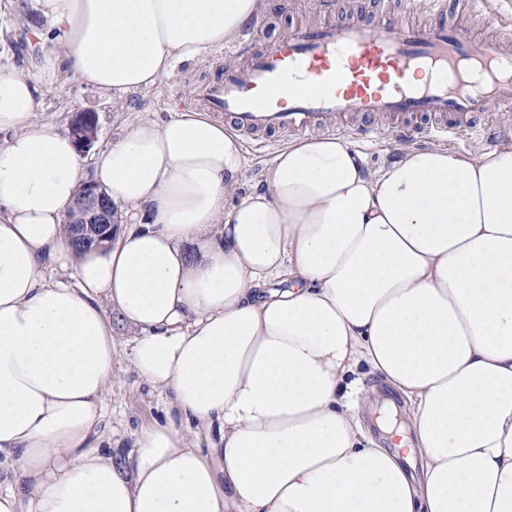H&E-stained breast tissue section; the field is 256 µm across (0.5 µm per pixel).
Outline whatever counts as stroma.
I'll return each mask as SVG.
<instances>
[{
  "instance_id": "35a3bbf8",
  "label": "stroma",
  "mask_w": 512,
  "mask_h": 512,
  "mask_svg": "<svg viewBox=\"0 0 512 512\" xmlns=\"http://www.w3.org/2000/svg\"><path fill=\"white\" fill-rule=\"evenodd\" d=\"M33 16L31 0H0V71L26 75L35 70L39 57L32 46L30 34ZM317 18L311 0H272L268 14L247 22L245 28L250 32L254 47L258 48L277 38L289 27ZM224 61L223 49H215L203 59L178 64L170 75L163 77L155 86L120 98L81 84L68 70L63 69L53 82L38 84L37 97L41 110L37 118L64 132L75 112H94L98 118L97 139L83 158L85 165L89 166L102 151L126 133L135 119L162 123L181 112L199 109L197 97L200 88L222 73ZM291 140V135L277 132L266 135L265 144L261 147L255 146L250 139H243V176L236 192L225 198V205H232L239 196L259 186L268 162L281 146ZM346 140L373 169L397 159L404 149H426L430 146L423 134L415 133L409 139L402 140L387 128L381 129L378 137L370 141L356 139L351 134L347 135ZM107 316L118 362L101 428L127 448L132 443V432L165 418L166 396L148 386L131 363L135 330L126 326L117 312L108 311ZM358 376L362 381L360 402L365 428L382 447H389L390 439L379 429L376 418L385 404L399 408L403 400L379 386L377 379L369 375L366 369H359Z\"/></svg>"
}]
</instances>
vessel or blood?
I'll return each mask as SVG.
<instances>
[{"label":"vessel or blood","mask_w":512,"mask_h":512,"mask_svg":"<svg viewBox=\"0 0 512 512\" xmlns=\"http://www.w3.org/2000/svg\"><path fill=\"white\" fill-rule=\"evenodd\" d=\"M423 6L426 25L400 22L399 13ZM200 99L229 115L237 131H308L343 115L360 118L372 138L375 118L436 116L430 139L468 132L477 142L512 140L503 107L512 105V40H476L466 24L448 21L444 0H388L377 23L350 19L295 26L241 66L226 67Z\"/></svg>","instance_id":"1"}]
</instances>
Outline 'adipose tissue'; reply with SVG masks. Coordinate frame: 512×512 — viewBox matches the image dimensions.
<instances>
[{"label":"adipose tissue","instance_id":"obj_1","mask_svg":"<svg viewBox=\"0 0 512 512\" xmlns=\"http://www.w3.org/2000/svg\"><path fill=\"white\" fill-rule=\"evenodd\" d=\"M33 7L35 38L59 32L78 81L121 97L269 0ZM37 70L0 71V512H512V146L409 149L372 171L342 138L303 139L228 207L232 128L138 119L95 167L132 224L78 252L64 219L82 159L37 119L56 57ZM109 306L169 400L126 451L100 431ZM362 364L406 397L418 469L365 436Z\"/></svg>","mask_w":512,"mask_h":512}]
</instances>
